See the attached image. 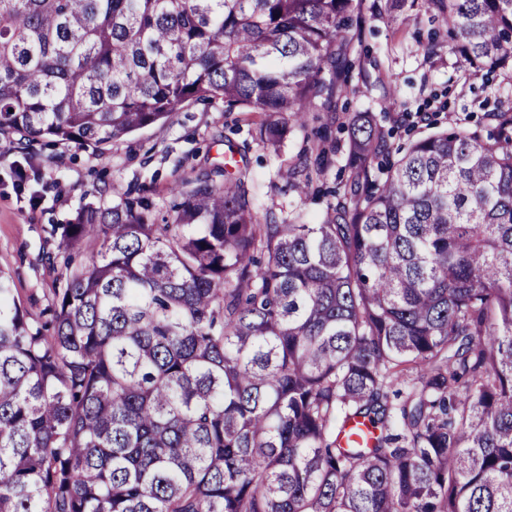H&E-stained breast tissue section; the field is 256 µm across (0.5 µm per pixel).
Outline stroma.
I'll list each match as a JSON object with an SVG mask.
<instances>
[{
	"label": "stroma",
	"mask_w": 512,
	"mask_h": 512,
	"mask_svg": "<svg viewBox=\"0 0 512 512\" xmlns=\"http://www.w3.org/2000/svg\"><path fill=\"white\" fill-rule=\"evenodd\" d=\"M448 40L423 0L405 7L400 26L367 22L348 91L335 110L307 113L304 125L290 127L275 150L254 139L258 114L220 105H186L165 127L122 137L101 152L44 142L25 150L19 134L0 135V268L12 275L21 303L40 313L64 270L53 226L71 223L82 206L111 202L112 189L130 186L166 212L186 179L223 163L230 143L241 149L238 167L256 186L260 210L296 208L311 220L325 209L326 198L299 199L286 190L279 170L324 134L336 145V164L313 183L335 186L343 176L353 113L385 111L401 138L426 132L430 118L444 128L491 129L486 115L500 103L512 104V80L464 70L449 55Z\"/></svg>",
	"instance_id": "stroma-1"
}]
</instances>
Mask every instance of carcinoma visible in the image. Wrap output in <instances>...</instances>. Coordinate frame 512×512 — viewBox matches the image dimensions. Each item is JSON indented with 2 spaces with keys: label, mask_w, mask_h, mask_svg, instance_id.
<instances>
[{
  "label": "carcinoma",
  "mask_w": 512,
  "mask_h": 512,
  "mask_svg": "<svg viewBox=\"0 0 512 512\" xmlns=\"http://www.w3.org/2000/svg\"><path fill=\"white\" fill-rule=\"evenodd\" d=\"M403 3L0 0V134L101 147L221 102L274 145ZM424 3L462 65L512 66V0ZM492 119L397 147L358 113L312 223L227 166L162 216L116 190L52 229L47 323L0 269V512H512V110ZM332 163L281 177L303 199Z\"/></svg>",
  "instance_id": "1"
}]
</instances>
